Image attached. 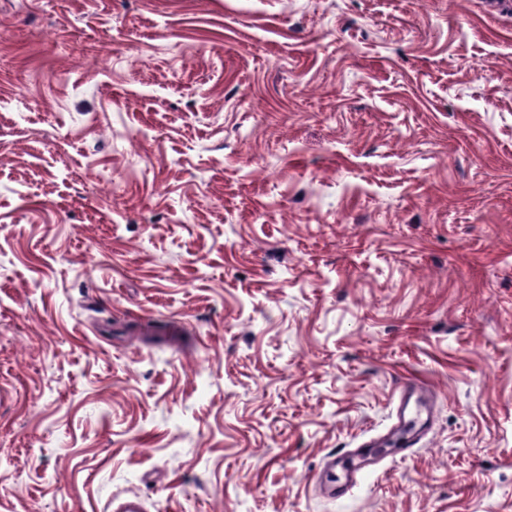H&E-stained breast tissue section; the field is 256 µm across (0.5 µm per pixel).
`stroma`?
I'll list each match as a JSON object with an SVG mask.
<instances>
[{"label":"stroma","instance_id":"1","mask_svg":"<svg viewBox=\"0 0 512 512\" xmlns=\"http://www.w3.org/2000/svg\"><path fill=\"white\" fill-rule=\"evenodd\" d=\"M128 494L512 512V6L0 0V512Z\"/></svg>","mask_w":512,"mask_h":512}]
</instances>
